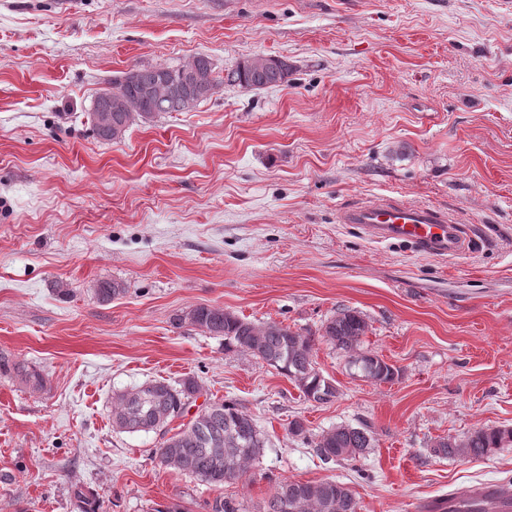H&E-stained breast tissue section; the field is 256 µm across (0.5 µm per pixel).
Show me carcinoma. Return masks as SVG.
Wrapping results in <instances>:
<instances>
[{
  "label": "carcinoma",
  "instance_id": "1",
  "mask_svg": "<svg viewBox=\"0 0 512 512\" xmlns=\"http://www.w3.org/2000/svg\"><path fill=\"white\" fill-rule=\"evenodd\" d=\"M291 69L275 72L259 71L244 60L224 77L217 79L221 85L241 86L260 90L288 81ZM173 81L184 78L183 66L137 69V80L131 84H119L114 89L121 91L129 101L141 106L144 113L140 121H150L162 113L182 112L183 103L169 98L158 105L142 98L144 87L153 84L161 75ZM98 302L108 303L123 294L125 288L117 281H102L93 288ZM175 327L186 324L198 328L211 336L224 339V350L252 354L288 377L307 400L319 404L333 401L337 388L331 380L315 369L311 359L314 334H302L277 322L257 325L244 318L210 305H197L183 315L174 318ZM369 330V323L358 311L342 309L321 327V336L336 348L348 354L349 370L375 383L391 382L397 370L381 358L368 352L358 351L361 338ZM0 374L17 380L33 392L46 387V380L36 368L0 352ZM197 380L187 377L172 386L162 381H149L137 385L113 401L112 426L121 432L136 433L155 430L156 416H164L159 448L155 454L160 461L185 475L216 488L236 481L247 471L250 463L259 459L266 441L255 420L233 401H215L188 423L170 433L168 425L176 416H185L190 400L199 392ZM133 419L136 427L124 428L118 420ZM288 433L314 445L316 454L325 461H354L373 446L372 431L365 424L353 426L340 424L322 431L315 437L308 435L304 422H290ZM222 438L224 446L215 445ZM512 443L511 427L482 428L463 439L448 437L433 446V453L442 456H468L479 458ZM74 512H100V501L82 484L71 485ZM262 512H358V502L350 487L336 481L315 483L281 481L265 501Z\"/></svg>",
  "mask_w": 512,
  "mask_h": 512
}]
</instances>
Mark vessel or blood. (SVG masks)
<instances>
[{"instance_id":"b4317fda","label":"vessel or blood","mask_w":512,"mask_h":512,"mask_svg":"<svg viewBox=\"0 0 512 512\" xmlns=\"http://www.w3.org/2000/svg\"><path fill=\"white\" fill-rule=\"evenodd\" d=\"M343 224H356L373 240H400L426 253L455 255L465 248L466 239L456 220L430 206L385 199L377 204L358 205L340 212ZM484 500L489 512H512V492L487 483L473 491Z\"/></svg>"}]
</instances>
